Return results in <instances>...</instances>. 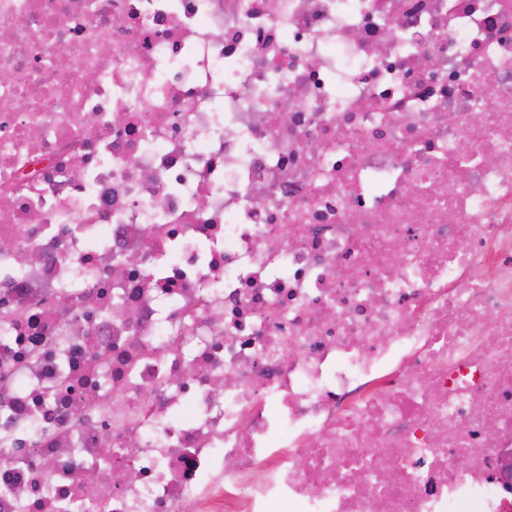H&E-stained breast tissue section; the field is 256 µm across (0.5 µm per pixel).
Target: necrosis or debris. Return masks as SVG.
<instances>
[{
    "label": "necrosis or debris",
    "instance_id": "4bbe7bcc",
    "mask_svg": "<svg viewBox=\"0 0 512 512\" xmlns=\"http://www.w3.org/2000/svg\"><path fill=\"white\" fill-rule=\"evenodd\" d=\"M0 196V512H512V0H0Z\"/></svg>",
    "mask_w": 512,
    "mask_h": 512
}]
</instances>
